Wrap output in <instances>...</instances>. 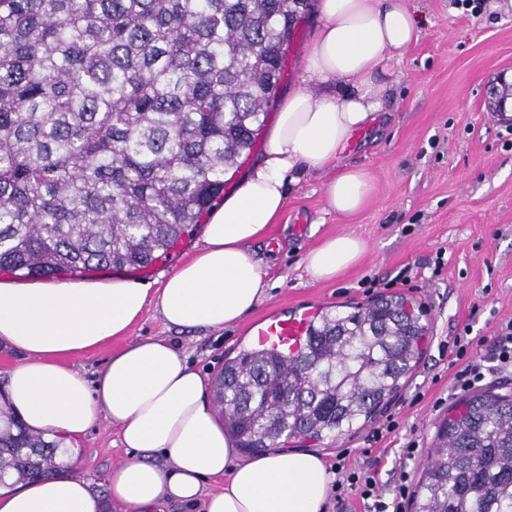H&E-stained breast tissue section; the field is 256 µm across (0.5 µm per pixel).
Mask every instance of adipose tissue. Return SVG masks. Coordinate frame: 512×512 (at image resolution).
I'll list each match as a JSON object with an SVG mask.
<instances>
[{
  "mask_svg": "<svg viewBox=\"0 0 512 512\" xmlns=\"http://www.w3.org/2000/svg\"><path fill=\"white\" fill-rule=\"evenodd\" d=\"M305 78L283 103L264 158L211 212L195 252L159 287L109 283L0 281V342L26 362L7 374L5 399L31 430L68 440L100 420L119 430L128 456L110 472L105 494L71 467L38 482L0 488V512H163L168 501L202 512H324L334 479L311 452L243 457L225 433L207 379L167 339L147 336L112 353L94 379L68 358L125 335L147 311L170 327L220 331L266 299L262 262L250 252L287 203L286 184L336 162L353 133L382 108L380 75L419 31L403 0H320ZM363 169L340 168L325 185L329 210L360 212L372 194ZM344 234L306 257L316 280H331L366 252ZM223 485L207 490L208 480Z\"/></svg>",
  "mask_w": 512,
  "mask_h": 512,
  "instance_id": "1",
  "label": "adipose tissue"
}]
</instances>
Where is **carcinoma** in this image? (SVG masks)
I'll use <instances>...</instances> for the list:
<instances>
[{
  "label": "carcinoma",
  "mask_w": 512,
  "mask_h": 512,
  "mask_svg": "<svg viewBox=\"0 0 512 512\" xmlns=\"http://www.w3.org/2000/svg\"><path fill=\"white\" fill-rule=\"evenodd\" d=\"M311 0H0V272L140 270L192 235L251 154ZM423 326L398 296L322 314L302 351L224 361L240 447L337 441L403 388ZM0 473L59 471L60 444L0 406ZM412 512H512V396L469 395L437 430Z\"/></svg>",
  "instance_id": "cac0c4a2"
}]
</instances>
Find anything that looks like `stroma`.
Returning <instances> with one entry per match:
<instances>
[{"mask_svg":"<svg viewBox=\"0 0 512 512\" xmlns=\"http://www.w3.org/2000/svg\"><path fill=\"white\" fill-rule=\"evenodd\" d=\"M420 22L418 40L390 63L382 112L352 138L341 162L366 170L373 193L351 217L328 210L324 184L336 170L307 172L287 186V204L267 237L251 246L267 266V299L239 324L221 331L179 330L147 312L127 341L163 336L202 375L215 378L226 358L252 349L251 332L270 315L307 309L353 311L379 296L402 295L428 326L418 365L402 390L373 421L338 441L295 438L285 451L306 450L335 466L341 452L375 470L390 497L400 470L420 481L449 409L463 397L453 387L449 337L467 333L469 356L484 354L491 336L512 321V124L490 112L487 100L512 82V0H405ZM319 25L301 17L288 51L280 98L306 88L304 66ZM352 233L368 250L337 275L317 281L307 254L324 239ZM394 420L380 442L372 434ZM420 452L404 460L408 442ZM76 467L98 493L114 464L126 457L118 430L100 421L78 441Z\"/></svg>","mask_w":512,"mask_h":512,"instance_id":"1","label":"stroma"}]
</instances>
